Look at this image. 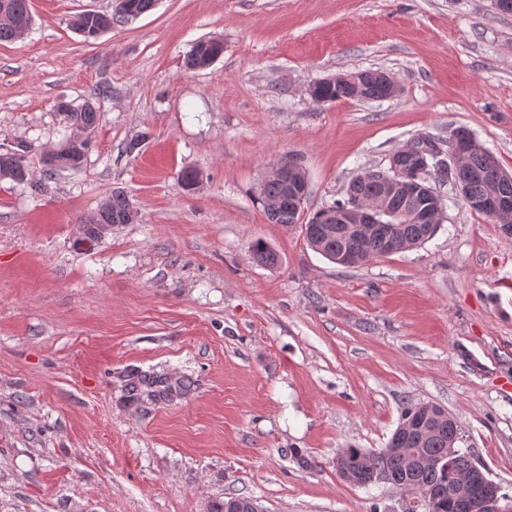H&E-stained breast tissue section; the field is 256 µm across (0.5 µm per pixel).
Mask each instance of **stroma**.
Wrapping results in <instances>:
<instances>
[{
  "label": "stroma",
  "instance_id": "obj_1",
  "mask_svg": "<svg viewBox=\"0 0 512 512\" xmlns=\"http://www.w3.org/2000/svg\"><path fill=\"white\" fill-rule=\"evenodd\" d=\"M114 0H29L0 41V152L44 153L59 100L106 88L83 167L44 190L0 180V512H398L402 493L336 472L384 448L430 402L512 497V236L443 186L435 236L355 267L259 202L291 155L303 216L343 199L418 136L468 128L512 173V13L494 0H157L85 39L72 21ZM224 41L209 69L192 44ZM393 76L396 96L314 105L315 80ZM200 174L198 192L178 185ZM138 211L95 243L81 220L112 190ZM278 262L257 263L255 240ZM137 368L190 394L131 406ZM218 53L219 49L213 39L198 40L185 57V68L188 70H205L212 65Z\"/></svg>",
  "mask_w": 512,
  "mask_h": 512
}]
</instances>
